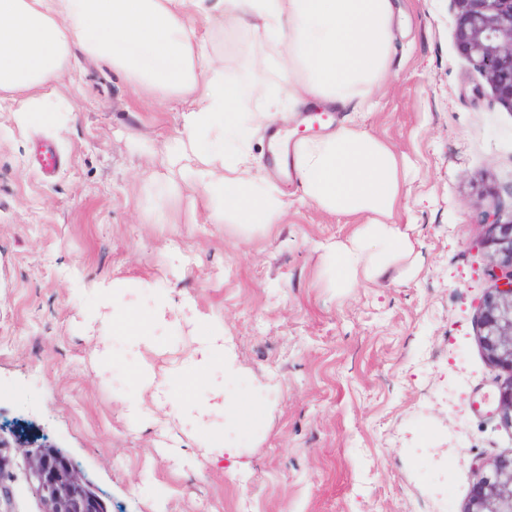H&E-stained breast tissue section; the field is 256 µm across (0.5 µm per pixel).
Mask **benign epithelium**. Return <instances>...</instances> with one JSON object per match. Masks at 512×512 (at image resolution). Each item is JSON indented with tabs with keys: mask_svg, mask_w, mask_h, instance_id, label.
<instances>
[{
	"mask_svg": "<svg viewBox=\"0 0 512 512\" xmlns=\"http://www.w3.org/2000/svg\"><path fill=\"white\" fill-rule=\"evenodd\" d=\"M459 17L458 46L484 76L496 100L512 111V0H453ZM487 247L492 249L491 275L500 281L484 299L480 312L481 342L494 368L512 372V222L504 224L490 214ZM497 412L512 424V378L496 383ZM17 447L27 449L33 493L43 512H102L99 500L69 460L43 441L37 431L16 430ZM9 443L0 437V503L10 501L4 484L10 463L1 449ZM473 493L464 512H512V455L475 463Z\"/></svg>",
	"mask_w": 512,
	"mask_h": 512,
	"instance_id": "7a95c632",
	"label": "benign epithelium"
}]
</instances>
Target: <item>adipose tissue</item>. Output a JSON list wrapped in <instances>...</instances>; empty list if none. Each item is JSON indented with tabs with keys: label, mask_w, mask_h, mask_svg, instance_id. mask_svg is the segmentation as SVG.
<instances>
[{
	"label": "adipose tissue",
	"mask_w": 512,
	"mask_h": 512,
	"mask_svg": "<svg viewBox=\"0 0 512 512\" xmlns=\"http://www.w3.org/2000/svg\"><path fill=\"white\" fill-rule=\"evenodd\" d=\"M395 13L396 0H0V92L11 94L19 122L54 123V102L41 89L58 79L76 43L134 87L189 98L169 157L199 190L210 219L245 235L284 223L294 203L255 173L251 132L269 126L271 115L288 119L287 102L346 111L334 131L297 141L290 163L298 200L362 220L347 244L324 248L340 285L351 288L383 275L410 245L392 221L406 203V175L360 119L377 106L388 76ZM214 16L277 49L273 64L284 73L279 88L251 87L266 111L241 110L239 86L218 79L224 63L211 56L193 24ZM183 318L196 323V343L171 369L170 382L155 389V404L172 406L188 421L217 414L233 427L251 419L234 388L242 368L223 325L191 304L177 307L162 295L148 318L129 314L134 348L155 350L154 330Z\"/></svg>",
	"instance_id": "ef3b65f1"
}]
</instances>
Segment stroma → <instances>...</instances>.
Returning <instances> with one entry per match:
<instances>
[{"label": "stroma", "mask_w": 512, "mask_h": 512, "mask_svg": "<svg viewBox=\"0 0 512 512\" xmlns=\"http://www.w3.org/2000/svg\"><path fill=\"white\" fill-rule=\"evenodd\" d=\"M397 4L367 124L410 170L393 221L412 251L353 288L337 287L322 251L347 242L351 219L298 202L296 179L265 162L264 132L251 137L259 172L295 204L271 232L244 236L208 222L165 162L179 99L135 92L80 48L44 88L68 104L58 125L0 111V418L44 433L104 512H464L476 459L512 453V426L474 404L512 378L479 339L495 287L482 216L512 221V111L489 88L472 100L484 77L458 48L452 0ZM208 40L242 108L262 111L249 87L280 84L260 65L274 48L216 21ZM40 137L64 157L48 179L31 162ZM101 280L133 294L140 316L164 293L223 324L237 391L260 413L235 432L244 470L202 446L223 440V418L185 422L153 403L122 310L96 307ZM194 336L185 322L158 332L157 375ZM130 396L148 421L127 414Z\"/></svg>", "instance_id": "stroma-1"}]
</instances>
